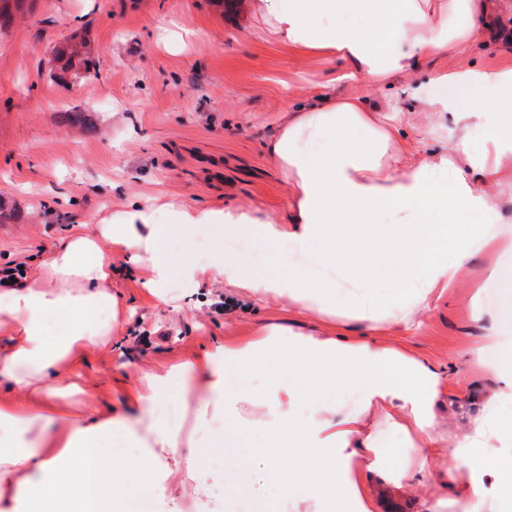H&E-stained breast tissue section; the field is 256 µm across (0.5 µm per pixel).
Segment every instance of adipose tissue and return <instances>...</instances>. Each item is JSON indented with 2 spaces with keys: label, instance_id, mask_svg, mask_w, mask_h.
Segmentation results:
<instances>
[{
  "label": "adipose tissue",
  "instance_id": "obj_1",
  "mask_svg": "<svg viewBox=\"0 0 512 512\" xmlns=\"http://www.w3.org/2000/svg\"><path fill=\"white\" fill-rule=\"evenodd\" d=\"M497 0H254V15L285 44L353 65L370 94L340 95L324 85L287 109L265 145L291 191L285 224L237 208L136 207L73 225L18 280L0 281V379L16 393L0 401V499L28 512H122L125 487L171 484L195 512H212L207 450H232L249 432L266 435L255 463L274 490L275 512H381L378 487L395 479L419 496L422 512H500L496 499L461 482L487 472L512 492V454L493 445L512 434L496 398L449 434L433 407L443 383L426 359L391 344L419 325L437 289L494 247V225L512 209L504 196L500 143L512 141V70L474 67L432 81L476 86L475 112L490 115L480 160L462 145L432 159L403 132L411 113L440 116L448 100L419 88L391 97L427 61L489 46ZM203 224L254 248L279 251V269L256 274L245 255L217 247L174 253ZM149 266L144 290L170 301L174 282L206 281L258 303L272 301L306 329L270 323L229 336L169 369L141 368L134 414L99 415L81 384L88 352L108 348L124 311L112 293V263ZM279 370L262 394L247 382L270 357ZM355 391L353 404L319 392ZM208 431V443L198 439ZM399 436L404 445L390 447ZM119 437L133 453L104 452ZM449 466H439L441 457Z\"/></svg>",
  "mask_w": 512,
  "mask_h": 512
}]
</instances>
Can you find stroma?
<instances>
[{"label":"stroma","instance_id":"1","mask_svg":"<svg viewBox=\"0 0 512 512\" xmlns=\"http://www.w3.org/2000/svg\"><path fill=\"white\" fill-rule=\"evenodd\" d=\"M248 0H29L0 34V267L30 263L72 224L108 217L131 204L221 210L242 207L280 224L290 214L288 185L265 143L284 111L328 82L349 94L362 80L340 78L325 57L292 51L247 9ZM498 51L454 52L428 62L449 72L470 65L512 68V16L490 23ZM83 38L90 68L61 72L58 46ZM81 113L83 126L68 116ZM485 117L445 114L421 149L445 153L468 127L473 158L487 148ZM112 292L129 318L111 348L90 353L81 374L98 412H131L135 369L169 368L227 336L265 323L291 325L278 305H256L208 283L177 288L174 307L153 306L147 267L112 264ZM512 259L476 258L452 287L438 289L422 323L403 344L444 374L481 357L463 385L478 412L496 396L512 414V383L499 380L484 348V321L501 303L500 279Z\"/></svg>","mask_w":512,"mask_h":512}]
</instances>
